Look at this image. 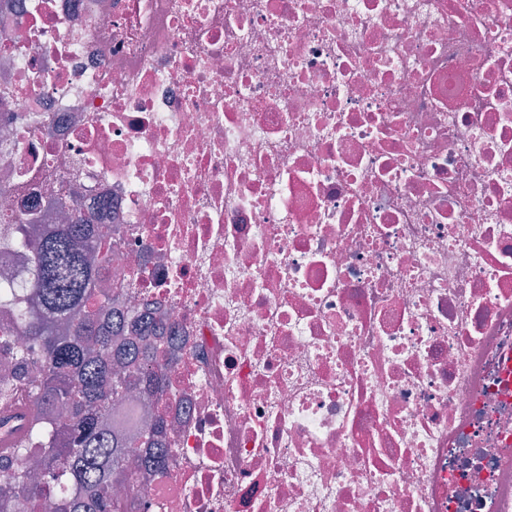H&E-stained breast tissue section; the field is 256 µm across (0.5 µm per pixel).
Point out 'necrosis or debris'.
I'll list each match as a JSON object with an SVG mask.
<instances>
[{
	"instance_id": "obj_1",
	"label": "necrosis or debris",
	"mask_w": 512,
	"mask_h": 512,
	"mask_svg": "<svg viewBox=\"0 0 512 512\" xmlns=\"http://www.w3.org/2000/svg\"><path fill=\"white\" fill-rule=\"evenodd\" d=\"M72 171L133 512H512V0H0V212Z\"/></svg>"
}]
</instances>
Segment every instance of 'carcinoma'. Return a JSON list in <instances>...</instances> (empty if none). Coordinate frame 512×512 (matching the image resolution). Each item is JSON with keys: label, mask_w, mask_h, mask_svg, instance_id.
<instances>
[{"label": "carcinoma", "mask_w": 512, "mask_h": 512, "mask_svg": "<svg viewBox=\"0 0 512 512\" xmlns=\"http://www.w3.org/2000/svg\"><path fill=\"white\" fill-rule=\"evenodd\" d=\"M14 226L32 257L30 295L23 304L0 301V333L25 338L0 342V405L24 398L35 409L25 435L0 450V507L33 512H129L112 498V483L130 471L166 469L164 420L156 418L135 446L109 434L112 402L132 391H163L150 368L160 357L157 319L134 309L118 313L103 270L112 263V226L90 230L75 211L69 224ZM43 449L44 482L32 484L30 449Z\"/></svg>", "instance_id": "obj_1"}]
</instances>
